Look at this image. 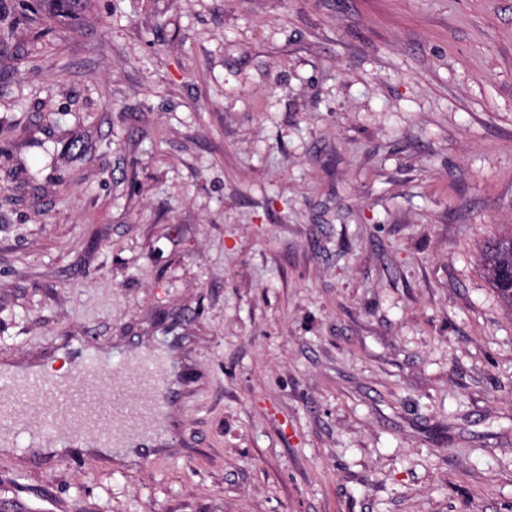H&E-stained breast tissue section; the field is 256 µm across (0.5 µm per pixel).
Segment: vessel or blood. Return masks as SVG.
<instances>
[{"label": "vessel or blood", "instance_id": "obj_1", "mask_svg": "<svg viewBox=\"0 0 512 512\" xmlns=\"http://www.w3.org/2000/svg\"><path fill=\"white\" fill-rule=\"evenodd\" d=\"M118 382L111 366L98 363L85 367L79 382L50 372L30 371L10 379L13 394L0 398V424L7 428L0 441L12 442L11 426L17 425L12 397L23 395L40 405L57 407L68 404L64 421L75 438L96 434L99 445L108 448L144 447L146 439L163 440L166 432L167 399L175 381L164 359L140 358L129 385L138 387L148 399L122 416H112L106 396Z\"/></svg>", "mask_w": 512, "mask_h": 512}]
</instances>
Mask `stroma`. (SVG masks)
I'll list each match as a JSON object with an SVG mask.
<instances>
[{
    "mask_svg": "<svg viewBox=\"0 0 512 512\" xmlns=\"http://www.w3.org/2000/svg\"><path fill=\"white\" fill-rule=\"evenodd\" d=\"M44 25L0 45V365L176 336L190 382L163 454L0 452V512H512V0ZM486 275L504 307L512 311V236L493 237L485 247Z\"/></svg>",
    "mask_w": 512,
    "mask_h": 512,
    "instance_id": "obj_1",
    "label": "stroma"
}]
</instances>
